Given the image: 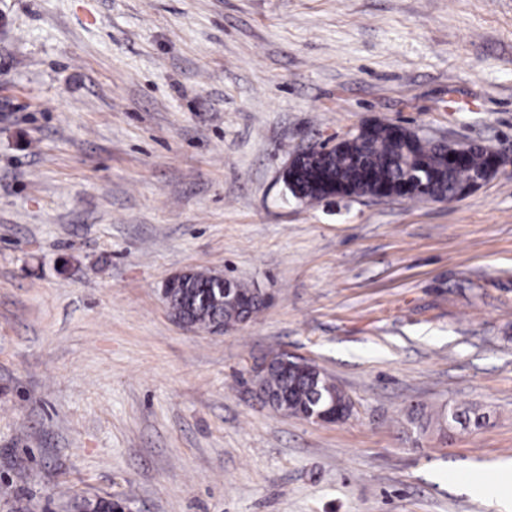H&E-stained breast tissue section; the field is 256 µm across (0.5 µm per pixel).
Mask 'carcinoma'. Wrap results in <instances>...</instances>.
Returning <instances> with one entry per match:
<instances>
[{"instance_id": "carcinoma-1", "label": "carcinoma", "mask_w": 512, "mask_h": 512, "mask_svg": "<svg viewBox=\"0 0 512 512\" xmlns=\"http://www.w3.org/2000/svg\"><path fill=\"white\" fill-rule=\"evenodd\" d=\"M393 127H377L365 139L352 138L344 148L326 154L314 152L285 182L295 198L322 202L330 194L344 197L360 190L378 194L395 191L399 197L421 199V188L436 194L441 201L460 199L459 190L486 165L481 149L469 154L462 166L448 165L444 148L434 141L414 137L405 142L393 137ZM173 307L195 326L216 332L222 325L238 319L249 320L262 309L256 299L248 307H238L224 296V288L209 274L190 273L168 293ZM268 401L277 411L303 416L312 406L317 391L334 393L343 400L345 394L325 373L319 371H284L272 367L265 377ZM487 415L477 410L448 412L437 421L441 431L455 424L483 426ZM121 504L109 498H76L73 512H118Z\"/></svg>"}]
</instances>
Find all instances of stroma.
Here are the masks:
<instances>
[{"mask_svg": "<svg viewBox=\"0 0 512 512\" xmlns=\"http://www.w3.org/2000/svg\"><path fill=\"white\" fill-rule=\"evenodd\" d=\"M380 121L512 154V0H0V512H495L463 482L512 462V166L290 195L294 151ZM190 270L267 305L179 326ZM284 351L350 418L261 401ZM487 418L485 413H479V410L466 409L463 411L443 412L440 419L437 421L439 431H445V424L447 422V429H450L453 424H460L464 426L472 425L474 428H480L483 426ZM121 504L104 497L75 498L72 504L73 512H121L116 509Z\"/></svg>", "mask_w": 512, "mask_h": 512, "instance_id": "1", "label": "stroma"}]
</instances>
